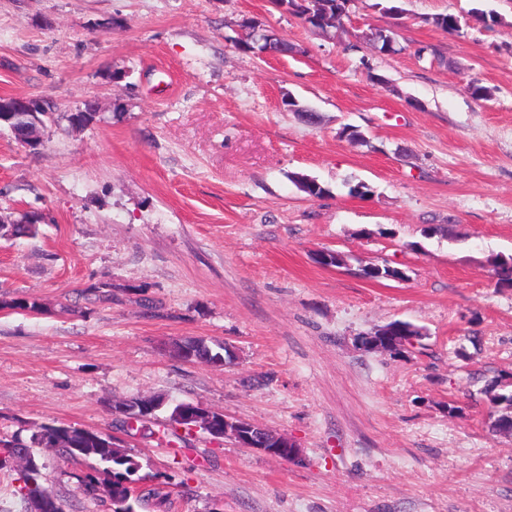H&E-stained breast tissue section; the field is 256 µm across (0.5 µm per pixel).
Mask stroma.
Returning <instances> with one entry per match:
<instances>
[{
  "instance_id": "stroma-1",
  "label": "stroma",
  "mask_w": 512,
  "mask_h": 512,
  "mask_svg": "<svg viewBox=\"0 0 512 512\" xmlns=\"http://www.w3.org/2000/svg\"><path fill=\"white\" fill-rule=\"evenodd\" d=\"M375 2L354 0L330 36L273 0H0V96L53 112L35 149L0 128V220L43 217L36 236H0V436L120 437L170 493L147 512H512V438L480 393L512 375V288L492 281L512 256V0H397L398 16ZM448 13L460 34L432 24ZM247 19L297 54L237 50ZM372 28L403 52L345 51ZM88 101L96 120L71 126ZM360 182L370 197L350 194ZM361 261L408 278H360ZM24 298L40 311L9 308ZM394 320L422 330L415 347L359 345ZM191 338L236 356L176 357ZM157 394L147 432L116 425L112 401ZM180 402L300 457L168 441ZM38 457L65 512H108L77 492L81 465Z\"/></svg>"
}]
</instances>
